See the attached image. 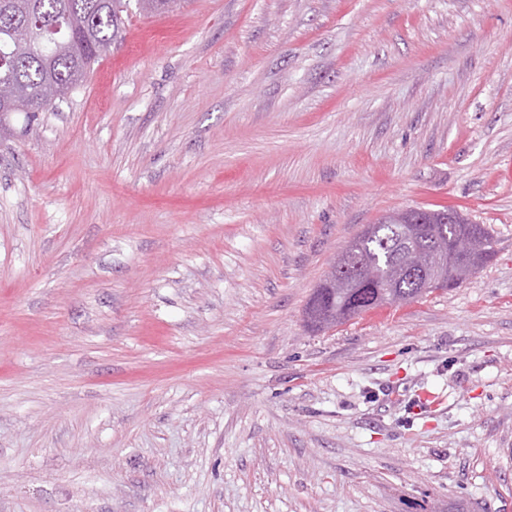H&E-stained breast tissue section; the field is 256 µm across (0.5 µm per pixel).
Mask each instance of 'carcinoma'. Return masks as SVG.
Masks as SVG:
<instances>
[{"label":"carcinoma","instance_id":"cac0c4a2","mask_svg":"<svg viewBox=\"0 0 512 512\" xmlns=\"http://www.w3.org/2000/svg\"><path fill=\"white\" fill-rule=\"evenodd\" d=\"M123 0H0V80L11 81L16 96L9 111L46 112L56 102L60 86L81 85L92 66L111 49L123 25ZM427 225L414 248L433 249L429 235L452 238L466 229L480 252L473 261L479 267L494 255L493 237L483 224H473L462 215L458 223L442 224L441 210L422 211ZM402 224L382 218L370 231L364 230L350 244L347 272L364 269L370 277L358 280L347 291L325 278L314 288L305 308L308 327L323 330L350 320L368 310L392 302H406L422 295L423 278L402 273L409 248H394Z\"/></svg>","mask_w":512,"mask_h":512}]
</instances>
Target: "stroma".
<instances>
[{"mask_svg":"<svg viewBox=\"0 0 512 512\" xmlns=\"http://www.w3.org/2000/svg\"><path fill=\"white\" fill-rule=\"evenodd\" d=\"M0 118V512H512V0H130ZM467 281L329 330L406 209ZM420 211L424 218L426 219V224L424 225L422 236L419 240L414 242V248L427 253L433 249V241L431 238L427 237L432 235L433 233H437L440 236H443L447 239L448 243L450 239L460 230L466 229L472 233L478 247L480 248V252L476 255L473 261L474 270H476L479 266H482L487 261H489L494 255V241L493 237L488 230L487 227L483 224H472L467 218L459 214L457 211L458 224H440L439 217L448 212V216L452 217V210L443 209V210H421ZM473 270V271H474Z\"/></svg>","mask_w":512,"mask_h":512,"instance_id":"stroma-1","label":"stroma"}]
</instances>
